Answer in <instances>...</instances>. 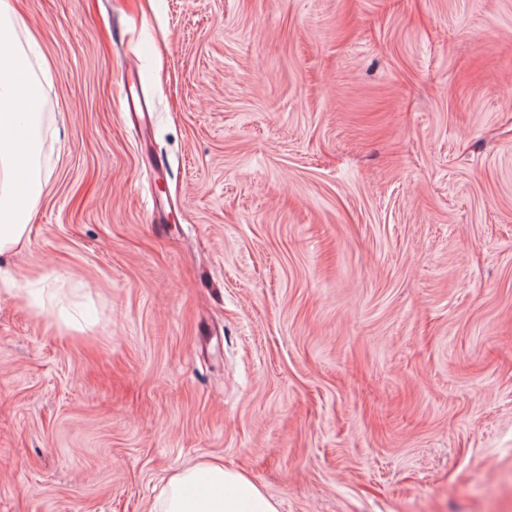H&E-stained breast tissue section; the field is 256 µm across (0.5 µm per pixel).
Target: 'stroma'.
Returning a JSON list of instances; mask_svg holds the SVG:
<instances>
[{
  "mask_svg": "<svg viewBox=\"0 0 512 512\" xmlns=\"http://www.w3.org/2000/svg\"><path fill=\"white\" fill-rule=\"evenodd\" d=\"M10 3L48 183L0 512L212 460L279 512H512V0Z\"/></svg>",
  "mask_w": 512,
  "mask_h": 512,
  "instance_id": "1",
  "label": "stroma"
}]
</instances>
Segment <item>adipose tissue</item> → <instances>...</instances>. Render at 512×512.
Segmentation results:
<instances>
[{
    "instance_id": "obj_1",
    "label": "adipose tissue",
    "mask_w": 512,
    "mask_h": 512,
    "mask_svg": "<svg viewBox=\"0 0 512 512\" xmlns=\"http://www.w3.org/2000/svg\"><path fill=\"white\" fill-rule=\"evenodd\" d=\"M25 25L0 0V255L25 237L47 179L40 168V85L31 72L34 46ZM157 512H278L276 501L241 472L206 462L173 475Z\"/></svg>"
}]
</instances>
